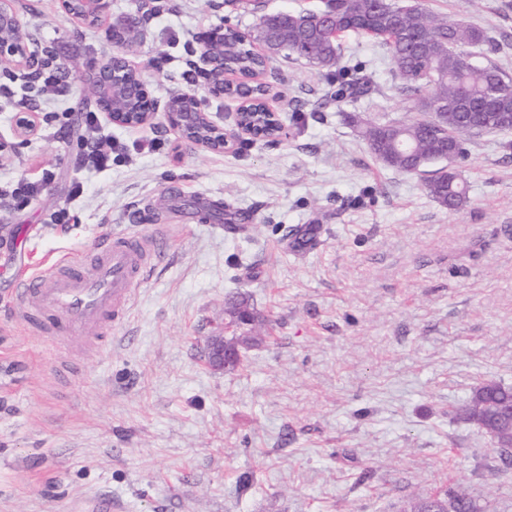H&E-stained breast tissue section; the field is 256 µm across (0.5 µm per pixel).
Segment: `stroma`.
Segmentation results:
<instances>
[{
  "mask_svg": "<svg viewBox=\"0 0 512 512\" xmlns=\"http://www.w3.org/2000/svg\"><path fill=\"white\" fill-rule=\"evenodd\" d=\"M141 2L112 0L95 29L60 0L12 2L63 81L27 91L0 75L12 146L0 191L44 183L24 208L0 199V512H90L102 498L114 512H400L446 488L479 512H512V468L452 413L483 381L512 387V131L468 138L447 166L469 201L442 208L425 175L379 165L341 121L409 114L385 48L354 35L340 64H363L374 85L354 102L305 61L274 57L277 143L213 153L159 126L90 127L84 78L115 51L107 27ZM422 2L483 29L492 43L475 63L512 74V0ZM324 3L157 0L128 61L157 104L195 91L229 133L238 101L210 96L189 67L202 37ZM20 112L37 114L35 135L15 137ZM107 133L127 157L85 168L78 139ZM198 201L226 205L243 231L199 221ZM64 205L72 222L51 223ZM135 226L167 244L107 341L72 348L12 319L15 271L86 257L99 235ZM307 227L314 244L297 248L292 232ZM239 293L265 319L263 340L235 370L210 371L204 338Z\"/></svg>",
  "mask_w": 512,
  "mask_h": 512,
  "instance_id": "1",
  "label": "stroma"
}]
</instances>
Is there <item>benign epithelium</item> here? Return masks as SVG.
<instances>
[{
  "label": "benign epithelium",
  "instance_id": "7a95c632",
  "mask_svg": "<svg viewBox=\"0 0 512 512\" xmlns=\"http://www.w3.org/2000/svg\"><path fill=\"white\" fill-rule=\"evenodd\" d=\"M112 0H61L63 10L88 26H95L100 19L110 12ZM143 17L135 12L129 14L117 31H108L107 36L112 40L118 52L107 57L93 73L86 77L85 82L95 90L94 103L114 125L121 127H137L151 124L156 118L158 109L153 101L148 99L144 111L131 118L125 112H115L112 109L113 84L122 81L125 69L122 68V55L119 50L128 41L139 38ZM224 31L215 30L208 34L202 42L201 75L205 80L208 93L215 97L224 95V78H215L217 61L212 53L214 45L223 42ZM55 60L51 51L44 56L31 54L27 48L26 39L20 35V23L12 8V0H0V64H7L26 72L30 78L37 77L45 64ZM164 125L179 133L181 139L202 149L222 153L231 148L236 141H245L252 137L253 130L244 125H235V133L231 137L224 135L212 116L201 110L198 98L193 91H186L173 96L163 108ZM16 131L20 135H30L36 131V116L22 112L16 118ZM244 340L242 336L232 338L224 335V326H219L207 338L208 366L215 371H227L237 362V344ZM498 422L501 430L494 436L493 445L512 451V405L499 410Z\"/></svg>",
  "mask_w": 512,
  "mask_h": 512
}]
</instances>
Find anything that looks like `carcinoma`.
I'll return each mask as SVG.
<instances>
[{"instance_id": "cac0c4a2", "label": "carcinoma", "mask_w": 512, "mask_h": 512, "mask_svg": "<svg viewBox=\"0 0 512 512\" xmlns=\"http://www.w3.org/2000/svg\"><path fill=\"white\" fill-rule=\"evenodd\" d=\"M309 26L297 24V12L260 17L256 34L242 37L228 29L224 44L214 48L224 58V72L261 74L272 54L303 60L326 70L331 95L338 100L364 96L370 82L355 69L339 67L340 41L348 33L375 38L386 46L399 93L418 116L407 121H369L354 112L343 120L359 129L370 155L402 174H420L450 147L465 157L463 138L482 132L512 131V76L490 62L478 66L471 49L490 44L483 30L430 12L421 4L398 0H326L325 10L308 11ZM224 92L252 103L241 120L274 141L275 128L260 99L265 90L254 85L226 84ZM429 196L441 207L458 210L468 202V187L454 171H432L426 181ZM512 404V388L497 383L476 388L467 402V420L478 429L496 432L495 411ZM478 512L462 491L436 492L412 498L404 512Z\"/></svg>"}]
</instances>
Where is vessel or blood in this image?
<instances>
[{
    "label": "vessel or blood",
    "instance_id": "1",
    "mask_svg": "<svg viewBox=\"0 0 512 512\" xmlns=\"http://www.w3.org/2000/svg\"><path fill=\"white\" fill-rule=\"evenodd\" d=\"M162 247L149 236L126 234L100 243L88 261L64 259L20 275L12 284L14 315L66 343L86 341L93 327H118L140 290L148 258Z\"/></svg>",
    "mask_w": 512,
    "mask_h": 512
}]
</instances>
